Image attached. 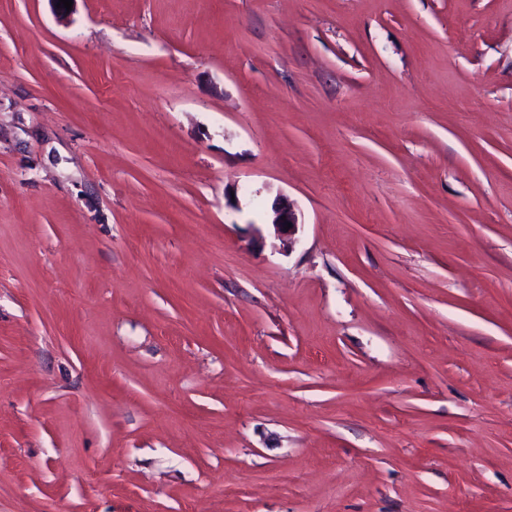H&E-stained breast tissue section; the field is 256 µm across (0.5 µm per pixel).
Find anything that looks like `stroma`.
I'll return each instance as SVG.
<instances>
[{"label":"stroma","instance_id":"1","mask_svg":"<svg viewBox=\"0 0 512 512\" xmlns=\"http://www.w3.org/2000/svg\"><path fill=\"white\" fill-rule=\"evenodd\" d=\"M0 512H512V0H0ZM271 212V224L274 226L277 236L288 243V248L293 247L300 224L294 203L287 196L279 195L272 203ZM286 223H291V228L288 230H285Z\"/></svg>","mask_w":512,"mask_h":512}]
</instances>
